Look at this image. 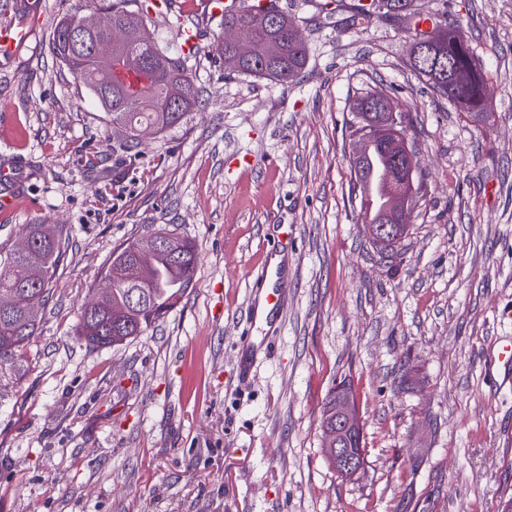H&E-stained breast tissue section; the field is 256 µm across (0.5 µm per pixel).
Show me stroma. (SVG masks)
I'll use <instances>...</instances> for the list:
<instances>
[{"label":"stroma","instance_id":"1","mask_svg":"<svg viewBox=\"0 0 512 512\" xmlns=\"http://www.w3.org/2000/svg\"><path fill=\"white\" fill-rule=\"evenodd\" d=\"M326 0H280L308 43L292 82L200 60L183 125L119 147L50 37L97 0H0L32 15L0 58V167L24 198L0 250L29 225L69 238L24 357L0 372V512H505L512 503V0H419L448 10L487 72V115L409 67L411 32L345 25ZM387 90L413 120L426 191L397 255L370 242L349 198L353 99ZM97 149L85 165L86 148ZM287 225L291 286L251 380L233 374L250 272ZM159 228L195 243L181 304L143 335L92 347L77 312L113 250ZM364 425L360 475L322 453L333 384Z\"/></svg>","mask_w":512,"mask_h":512}]
</instances>
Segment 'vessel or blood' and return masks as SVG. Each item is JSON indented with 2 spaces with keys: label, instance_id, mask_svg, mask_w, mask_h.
<instances>
[{
  "label": "vessel or blood",
  "instance_id": "vessel-or-blood-1",
  "mask_svg": "<svg viewBox=\"0 0 512 512\" xmlns=\"http://www.w3.org/2000/svg\"><path fill=\"white\" fill-rule=\"evenodd\" d=\"M244 0H166L164 9L172 13L192 11L205 17H220L241 8ZM31 35V27L24 18L0 23V55L9 57L24 47ZM19 195L17 170L0 168V212L10 213ZM253 297L246 311V336L244 342L250 348L266 347L285 300L288 286L286 265L276 267L263 264L253 274Z\"/></svg>",
  "mask_w": 512,
  "mask_h": 512
}]
</instances>
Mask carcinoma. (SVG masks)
<instances>
[{"mask_svg": "<svg viewBox=\"0 0 512 512\" xmlns=\"http://www.w3.org/2000/svg\"><path fill=\"white\" fill-rule=\"evenodd\" d=\"M101 10L112 23L124 28L127 38L112 46V60L95 62L92 45L108 38L101 32L81 44L72 42L69 29L76 14L63 16L56 24L51 49L62 67L89 89L102 109L105 120L121 134L126 149L139 145V134L150 128L163 132L183 123L200 99V89L186 62L197 58L202 47L188 54L170 55L152 39L144 38V16L154 9V0H100ZM376 14H387L412 24L420 16L416 0H358L351 21L363 23ZM224 24H237L251 42V56L234 72L287 83L301 73L308 59V44L288 15L276 4L258 0L236 13L224 16ZM414 56L409 66L441 97L470 113L486 112L487 82L474 50L454 25L437 26L428 34L414 36ZM135 56L144 61L141 71H129L121 59ZM354 108L348 123L349 136H361L367 149L360 157L361 174H351L350 200L359 206L364 224H375L388 216L395 194L388 189V177L395 169V143L408 140L410 114L381 135L368 122V113ZM392 237L379 244L394 251L406 237L408 224L391 225ZM161 247L144 256L140 240L127 242L112 254L105 277L111 279L96 302L78 312L77 333L86 344L103 347L120 345L146 331L184 298L198 264L195 245L177 234L160 229L153 234ZM68 247L62 235L45 224L30 226L25 246L0 253V299L12 298L16 306L0 313V371L22 357L35 335L39 312L53 287L57 263ZM43 272L39 282L30 278L32 267ZM354 402L351 388L339 385L331 391L324 412L336 409V400Z\"/></svg>", "mask_w": 512, "mask_h": 512, "instance_id": "obj_1", "label": "carcinoma"}]
</instances>
